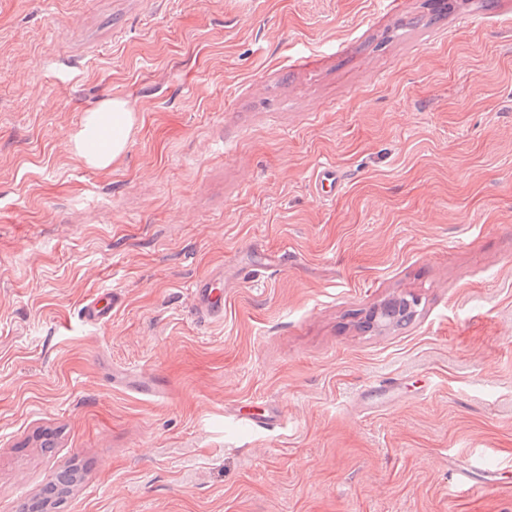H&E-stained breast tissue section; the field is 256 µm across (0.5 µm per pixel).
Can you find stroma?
<instances>
[{"instance_id": "stroma-1", "label": "stroma", "mask_w": 512, "mask_h": 512, "mask_svg": "<svg viewBox=\"0 0 512 512\" xmlns=\"http://www.w3.org/2000/svg\"><path fill=\"white\" fill-rule=\"evenodd\" d=\"M482 461L512 481V0H0V512L67 472L50 512H512ZM133 120L126 101L101 103L86 113L82 127L71 136L74 154L88 166L109 167L126 150ZM216 278H206L196 282L193 288L197 307L210 316L224 314V295L222 289H217ZM106 300V303L101 305V301ZM112 311V293L99 294L86 303L82 309L83 318L87 322H97L104 315ZM402 305L411 310L418 305L416 298H400L381 305L374 309L369 316V326L378 330L388 329L397 326L400 318Z\"/></svg>"}]
</instances>
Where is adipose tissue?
I'll return each instance as SVG.
<instances>
[{"instance_id": "adipose-tissue-1", "label": "adipose tissue", "mask_w": 512, "mask_h": 512, "mask_svg": "<svg viewBox=\"0 0 512 512\" xmlns=\"http://www.w3.org/2000/svg\"><path fill=\"white\" fill-rule=\"evenodd\" d=\"M132 124L126 101L107 100L84 116L81 128L71 137L73 152L87 165L109 167L124 153Z\"/></svg>"}]
</instances>
